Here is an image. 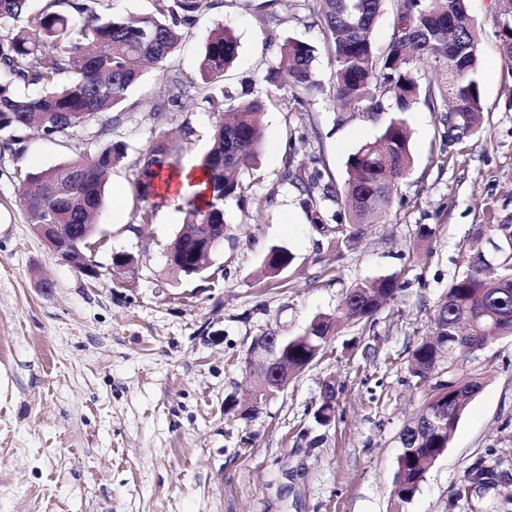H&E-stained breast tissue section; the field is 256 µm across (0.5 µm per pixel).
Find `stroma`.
I'll return each instance as SVG.
<instances>
[{
    "mask_svg": "<svg viewBox=\"0 0 512 512\" xmlns=\"http://www.w3.org/2000/svg\"><path fill=\"white\" fill-rule=\"evenodd\" d=\"M211 2L186 28L178 57L184 80L202 86L196 96L179 97L152 69L108 134L96 122L54 139L0 132V512H392L398 436L427 398L410 376V351L429 335L472 230L512 214V67L497 38L499 2H467L479 34V129L446 142L441 113L417 103L405 116L413 165L382 222L349 247L340 243L343 205L285 177L286 162L318 156L324 182L343 184L350 154L380 136L392 112L368 118L340 107L323 52V89L303 102L283 104L265 81L285 38L321 44L316 6ZM219 26L240 48L217 88L202 85L199 59ZM244 89L265 102L263 145L241 174L248 196L225 200L224 246L187 277L167 261L184 202L159 203L142 226L133 183L159 136L185 126L194 134L178 136L176 167L198 165L223 91ZM174 96L177 106L157 121L155 101ZM108 139L125 156L95 219L91 279L35 233L21 190L27 174L94 156ZM275 246L292 260L267 278L262 260ZM117 254L132 258L121 273ZM391 274L401 288L373 324L343 325L253 419L229 410L249 396L243 359L256 337L298 335L314 316L336 313L354 284ZM369 343L377 351L368 361ZM459 366L483 387L407 512H467L449 504L467 467L491 448L512 455L503 441L512 434V335ZM328 379L336 413L322 424L315 410Z\"/></svg>",
    "mask_w": 512,
    "mask_h": 512,
    "instance_id": "1",
    "label": "stroma"
}]
</instances>
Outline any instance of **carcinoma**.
Masks as SVG:
<instances>
[{"mask_svg":"<svg viewBox=\"0 0 512 512\" xmlns=\"http://www.w3.org/2000/svg\"><path fill=\"white\" fill-rule=\"evenodd\" d=\"M504 3L497 37L504 61L512 66V0ZM323 46L331 55L334 97L342 107L375 117L386 110L400 114L376 139L362 144L347 162L342 187L323 186V195L350 205L345 238L361 234L366 224L380 218L411 167L409 131L401 115L412 111L419 99L429 105L440 100L446 125L456 123L469 130L480 126L483 108L478 75V50L474 23L466 0H404L391 41L380 51L372 30L383 0H317ZM209 7L208 0H154V11L132 18H104L74 0H50L37 29L28 31L29 0H0V131L33 130L45 138L62 137L93 118L104 117L119 107L145 70L166 69L168 81L179 98L196 91L183 80L174 57L184 40L183 29L196 23ZM66 44L62 53L56 51ZM238 42L227 28L217 27L199 63L202 80L217 84L238 58ZM277 67L265 80L283 92L281 101L299 100L318 89L315 62L317 48L287 38L278 46ZM68 82L54 84L61 74ZM229 100V121L215 126L212 146L200 164L208 187L204 203L186 202L187 224L224 223V200L248 196L239 178L262 147L264 104L258 99ZM124 158L123 144L107 142L95 158H80L26 176L33 187L30 216L40 215L56 224H91L103 205L105 176ZM299 166L294 178L309 189L319 185L323 173L318 159ZM175 164L166 136L158 138L144 158L134 183V193L145 201L156 184ZM485 247L469 250L463 269L448 283L433 319V336L411 351L410 372L417 383L429 388L424 407L400 436L401 454L391 489L394 512H405L425 480L429 466L448 448V441L479 392L478 377H457V362L464 347L459 333H471L470 351L486 347L489 340L512 335V251L502 245L495 268L482 261L485 248L501 245L503 233L496 224H480L471 236ZM197 242L177 235L170 250L180 256L177 271L193 275ZM273 259L262 272L271 277L288 264V252L270 249ZM396 275L360 283L345 296L335 314L315 316L303 332L284 343L288 366L307 368L336 332L339 320L367 324L397 293ZM512 467V456L488 451L473 462L452 492L454 502L464 501L471 512H485L488 496L501 483L493 476Z\"/></svg>","mask_w":512,"mask_h":512,"instance_id":"1","label":"carcinoma"}]
</instances>
